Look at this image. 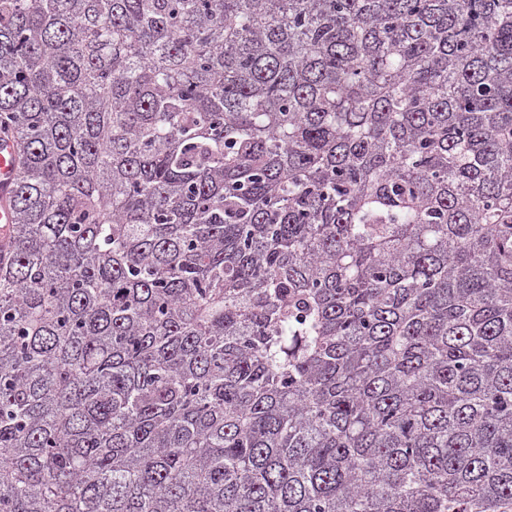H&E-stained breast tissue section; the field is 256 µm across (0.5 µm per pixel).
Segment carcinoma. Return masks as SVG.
<instances>
[{
	"label": "carcinoma",
	"mask_w": 512,
	"mask_h": 512,
	"mask_svg": "<svg viewBox=\"0 0 512 512\" xmlns=\"http://www.w3.org/2000/svg\"><path fill=\"white\" fill-rule=\"evenodd\" d=\"M0 512H512V0H0ZM18 175V160L11 138L0 139V226L12 224L8 203Z\"/></svg>",
	"instance_id": "obj_1"
}]
</instances>
